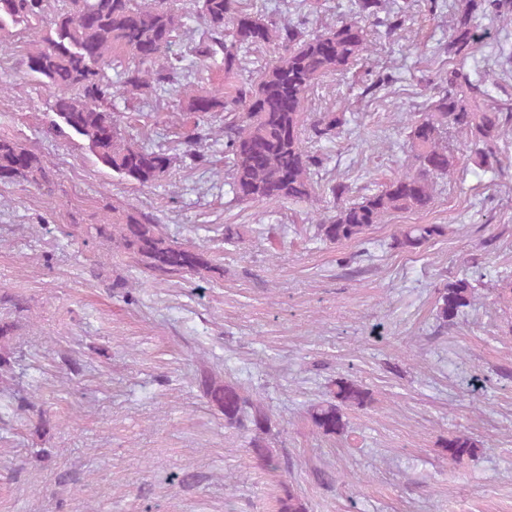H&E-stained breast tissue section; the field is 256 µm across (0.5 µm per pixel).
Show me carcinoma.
I'll return each mask as SVG.
<instances>
[{
    "label": "carcinoma",
    "instance_id": "obj_1",
    "mask_svg": "<svg viewBox=\"0 0 512 512\" xmlns=\"http://www.w3.org/2000/svg\"><path fill=\"white\" fill-rule=\"evenodd\" d=\"M65 2L66 7L50 19V34L34 42L22 60L26 74L52 94L54 128L64 126L81 137L93 156L123 179L143 187L151 185L172 167L176 157L126 141L118 116L111 112L112 98L122 90L166 87L186 103V120L192 124L187 135L190 141L198 139L206 117L224 113V160L234 199L252 204L314 201L316 159L308 154L302 139L306 93L319 79L345 71L367 52L365 28L358 22L340 21L311 32L298 25L279 26L243 8L242 0H193L204 24L193 47L200 62L219 61L224 73L231 74L246 69L253 49L271 44L279 49L256 80L227 84L219 93L191 79L183 57L169 55L182 23L164 0L150 5L137 0ZM510 5L508 0H469L448 37L445 85L421 111L406 116L412 169L370 194L336 206L335 214L316 225L320 240L331 244L355 240L390 212L426 208L432 199L433 180L454 166L455 155L443 144L450 130L465 136L480 162L498 161V140L503 126L512 122V111L481 105L485 91L463 71V61L479 39L473 15H497ZM44 7L45 0H0V32L6 30L7 19L28 27L43 23ZM125 59L134 67L126 70L118 90L106 70ZM342 125L343 118L336 113L323 112L312 122L310 132L318 141H331ZM0 181L45 186L53 192L51 171L40 156L11 138H0ZM95 230L157 277L224 274L208 251L170 239L156 217L134 208L112 216V234L98 226ZM443 233L440 224H407L394 235L391 247L413 251ZM475 291L466 277L438 289L435 332L444 333L458 324L472 306ZM490 291L495 298L512 302V275L496 280ZM199 387L224 417V427L248 438L249 450L264 470H285L287 459L271 448L275 421L261 400L213 372L203 373ZM372 402L368 388L340 376L322 398L307 406L306 414L317 432L342 434L347 429L345 410ZM442 448L451 463L477 455L476 443L464 434L448 437ZM276 503L277 512H308L304 500L285 482Z\"/></svg>",
    "mask_w": 512,
    "mask_h": 512
}]
</instances>
